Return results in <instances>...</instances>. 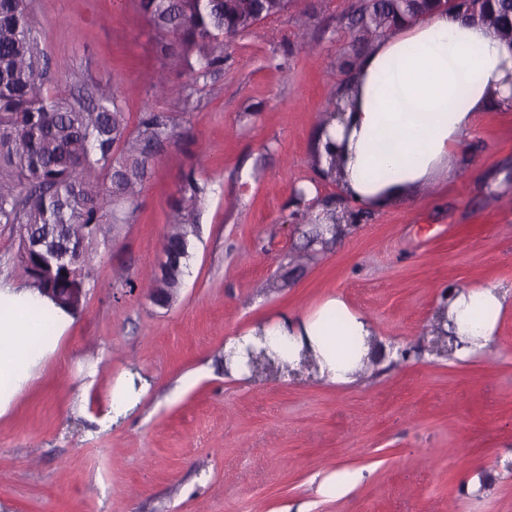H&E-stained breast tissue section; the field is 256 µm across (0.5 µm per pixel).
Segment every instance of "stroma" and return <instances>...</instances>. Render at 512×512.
Listing matches in <instances>:
<instances>
[{
    "instance_id": "stroma-1",
    "label": "stroma",
    "mask_w": 512,
    "mask_h": 512,
    "mask_svg": "<svg viewBox=\"0 0 512 512\" xmlns=\"http://www.w3.org/2000/svg\"><path fill=\"white\" fill-rule=\"evenodd\" d=\"M361 0H293L228 41L221 73L162 56L136 0H33L50 86L88 85L130 119L169 112L133 221L88 250L78 312L0 417V512H512V309L467 361L429 323L445 289L512 288V110L485 113L469 162L413 201L364 211L320 251L292 225L313 186L348 210L314 162L315 132L355 54ZM203 193L183 285L151 282L186 176ZM366 315L378 353L347 387L257 366L233 378L231 336L326 298ZM399 349L391 357V349ZM150 387L103 427L126 371ZM352 489L326 494L339 470Z\"/></svg>"
}]
</instances>
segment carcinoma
<instances>
[{
	"label": "carcinoma",
	"instance_id": "obj_1",
	"mask_svg": "<svg viewBox=\"0 0 512 512\" xmlns=\"http://www.w3.org/2000/svg\"><path fill=\"white\" fill-rule=\"evenodd\" d=\"M292 0H138L160 35L161 53L181 48L192 84L224 65L228 32L250 31L269 16H281ZM470 0L448 11L481 21L512 47V0H485L478 16ZM437 10L435 0H365L351 17L360 58L369 44L393 28ZM49 63L40 47L31 0H0V224L17 234L18 261L30 287L43 297L66 285L62 268L29 252L26 238L82 243L73 269L88 277V246L106 224H126L125 203L151 175L162 141L177 136V118L145 111L135 127L113 95L88 88L82 96L46 90ZM201 188L188 175L175 200L165 252L182 253L178 266L161 270L155 298L166 303L181 287L196 235L194 206Z\"/></svg>",
	"mask_w": 512,
	"mask_h": 512
}]
</instances>
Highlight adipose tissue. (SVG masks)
<instances>
[{
	"label": "adipose tissue",
	"mask_w": 512,
	"mask_h": 512,
	"mask_svg": "<svg viewBox=\"0 0 512 512\" xmlns=\"http://www.w3.org/2000/svg\"><path fill=\"white\" fill-rule=\"evenodd\" d=\"M512 93V48L494 31L446 12L396 27L373 42L336 92L342 120L318 133L319 144L346 142L343 158L322 154L320 175L365 210L402 204L437 174L466 155V143L483 113ZM506 302L500 288L448 289L443 328L455 335L454 355L481 353ZM68 314L36 290L0 288V416L5 415L52 354L49 336L62 335ZM356 337L358 355L341 345ZM373 336L370 322L340 298L313 313L283 314L230 337L224 363L246 375L247 348L288 356L291 368L312 361L317 376L338 386L356 381Z\"/></svg>",
	"instance_id": "1"
}]
</instances>
